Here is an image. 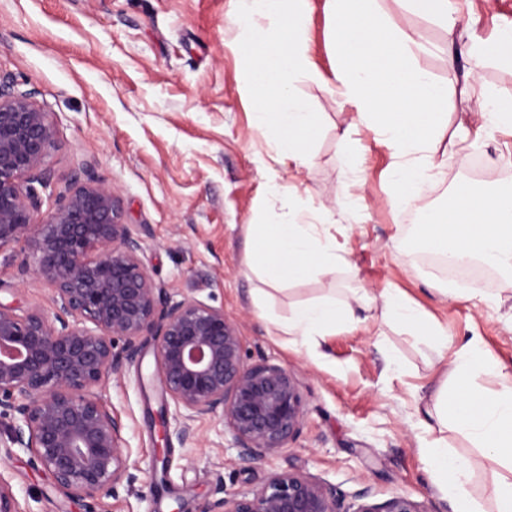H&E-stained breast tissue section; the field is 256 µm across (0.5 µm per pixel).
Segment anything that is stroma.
<instances>
[{"label": "stroma", "mask_w": 512, "mask_h": 512, "mask_svg": "<svg viewBox=\"0 0 512 512\" xmlns=\"http://www.w3.org/2000/svg\"><path fill=\"white\" fill-rule=\"evenodd\" d=\"M453 3L461 20L452 42L434 18L404 11L396 0H377L383 16L416 31L414 63L447 84L449 129L471 128L467 149L443 160L442 179L429 198L438 206L469 180L471 155H481L492 170L512 157V133L479 130L474 117L481 95L512 103V67L499 62L494 44L499 29L512 27V0ZM309 4L313 69L296 90L318 112L319 126L309 134L313 164L298 172L277 161L272 134L255 125L256 103L243 93L249 70L231 0H0V71L12 74L19 89L34 91L56 128L42 214L50 213L53 193L84 174L111 185L125 223L150 230L139 258L164 296H194L223 308L251 359L295 373L305 408L299 433L278 456L239 470L230 463L235 452L222 425L198 420L197 442L184 444L174 426L159 423L162 389L149 376L154 345L146 343L141 364L125 365L97 390L122 418L124 446L137 462L132 480L97 502L70 499L27 452L0 445V475L21 512H174L178 506L199 512L216 479L227 493L244 494L288 469L333 485L348 499L367 487L378 502L404 493L428 512H456L425 470L418 410L474 337L497 365L478 385L492 392L512 380V296L493 287L487 302L443 299L441 275L410 249L414 225L387 203L388 148L364 127L347 142L336 139L349 114L328 86L336 66L331 23L324 0ZM472 41L487 49L476 82L468 77ZM449 48L456 57L451 66L444 55ZM346 151L355 154L357 171L342 167ZM274 184L292 187L306 207L328 210L321 231L348 263L333 277L271 291L263 320L241 270L246 225L278 220ZM389 285L447 328L453 344L444 350L430 337L374 318L359 330L337 329L312 355L288 347L271 324L336 288L376 292ZM50 295V285L23 267L18 249H0L1 304L47 311ZM444 437L449 448L475 459L469 491L479 512H493L485 487L500 465L464 436L448 430ZM160 459L169 478L162 492L148 477Z\"/></svg>", "instance_id": "obj_1"}]
</instances>
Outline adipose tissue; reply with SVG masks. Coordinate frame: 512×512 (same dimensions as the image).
I'll use <instances>...</instances> for the list:
<instances>
[{"label":"adipose tissue","mask_w":512,"mask_h":512,"mask_svg":"<svg viewBox=\"0 0 512 512\" xmlns=\"http://www.w3.org/2000/svg\"><path fill=\"white\" fill-rule=\"evenodd\" d=\"M325 7L334 22L337 64L332 90L351 107V125L372 127L390 149L395 164L389 202L419 212L415 247L486 263L511 289L512 198L463 182L456 186L449 209L426 201L441 166L440 144L450 133L465 141L467 128L461 125L452 132L442 122L440 109L448 101V88L412 63L414 35L381 18L375 0H325ZM234 17L246 35L252 75L245 91L263 104L256 114L257 125L275 132L280 159L292 161L296 170L306 169L312 152L305 135L315 127L317 115L297 96L294 83L310 69L307 0H234ZM321 218V210L303 208L291 197L279 222L248 225L252 246L246 268L262 282L253 293L256 306H263L267 287L329 277L344 264L334 239L320 233ZM375 306L384 319L402 324L411 335L447 346V329L393 287L322 296L293 308L278 328L289 345L311 351L320 337L335 333L337 327L352 330L364 324V311ZM489 368L488 356L477 342L463 346L437 391L433 412L421 424L427 430L436 423L452 427L495 457L507 471L492 483L496 512H512V385L484 393L477 379ZM420 454L431 481L455 501L457 512H476L468 490L475 461L439 444H423Z\"/></svg>","instance_id":"ef3b65f1"}]
</instances>
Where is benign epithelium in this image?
<instances>
[{"label":"benign epithelium","instance_id":"7a95c632","mask_svg":"<svg viewBox=\"0 0 512 512\" xmlns=\"http://www.w3.org/2000/svg\"><path fill=\"white\" fill-rule=\"evenodd\" d=\"M55 148L53 122L34 92L0 74V249L20 248L24 264L53 286L50 315L0 304V421L9 447L30 453L72 499L114 491L128 476L130 454L121 446L122 419L97 388L140 363L151 336L154 376L180 417L181 442L195 437L192 422L212 416L228 428L236 468L279 455L304 417L294 373L266 359L247 362L224 309L196 297L161 299L139 259L148 229L124 222L106 184L87 177L58 193L48 220L36 222ZM353 498L346 509L335 487L283 470L241 496L217 480L200 512H428L402 493L376 503L365 488ZM0 512H20L2 477Z\"/></svg>","mask_w":512,"mask_h":512}]
</instances>
